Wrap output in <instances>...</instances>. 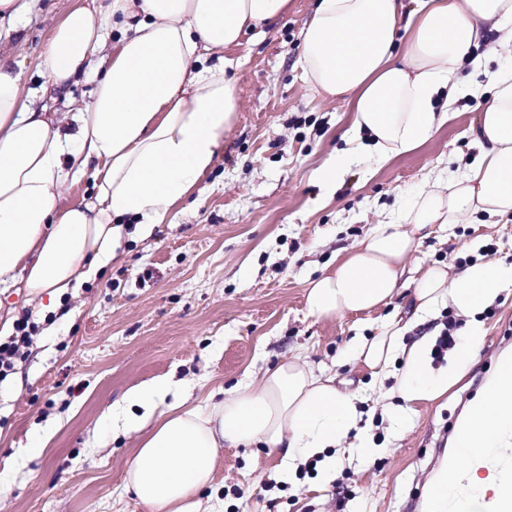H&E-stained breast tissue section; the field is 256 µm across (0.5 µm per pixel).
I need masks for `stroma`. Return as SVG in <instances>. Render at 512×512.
<instances>
[{
  "label": "stroma",
  "instance_id": "1",
  "mask_svg": "<svg viewBox=\"0 0 512 512\" xmlns=\"http://www.w3.org/2000/svg\"><path fill=\"white\" fill-rule=\"evenodd\" d=\"M78 2L29 0L22 39L0 45L29 87L46 83L43 48ZM314 7L289 0L264 37L228 49L240 62V110L214 167L166 223L123 240L122 261L57 306L0 289V309L38 326L28 355L0 381V512H154L124 488L141 434L115 432L113 406L160 379L170 382L166 404L198 403L299 351L361 397L359 428L384 451L340 461L336 484L323 486L311 473L283 475L265 449H224L215 479L224 512H431L427 488L445 463L436 449L452 450L448 429L467 418L471 396H482L495 351L512 357V288L480 314L484 339L462 379L413 404L401 432L384 415L399 402V367L376 385L344 354L353 336L374 335L385 317L409 312L411 283L427 267L444 264L454 275L486 253L512 264V218L434 225L407 260L392 303L370 314L316 319L305 292L340 249L387 223L443 167L478 157L474 131L502 60L486 58L474 76L483 95L459 100L426 142L383 164L361 160L328 190L315 171L344 149L353 112L302 78L301 32Z\"/></svg>",
  "mask_w": 512,
  "mask_h": 512
}]
</instances>
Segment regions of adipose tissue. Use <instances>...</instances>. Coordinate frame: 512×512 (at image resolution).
Wrapping results in <instances>:
<instances>
[{
  "instance_id": "1",
  "label": "adipose tissue",
  "mask_w": 512,
  "mask_h": 512,
  "mask_svg": "<svg viewBox=\"0 0 512 512\" xmlns=\"http://www.w3.org/2000/svg\"><path fill=\"white\" fill-rule=\"evenodd\" d=\"M288 0H91L54 28L42 57L54 91L77 75H94L92 99L60 119L37 106L19 65L0 59V284H22L30 300L58 298L81 280L119 261L129 221L165 223L172 208L213 167L239 110L227 49L246 33H263ZM512 47V0H319L302 32V76L315 92L353 105L347 150L318 170L335 187L352 160L385 162L426 140L448 120L459 98L478 83L482 43ZM474 136L472 165L438 178L391 223L378 225L309 282V314L328 319L389 305L407 259L437 224L512 215V61L494 77V94ZM91 176L95 195L64 207L61 188ZM512 265L478 259L457 276L427 267L412 290L409 318H390L377 335L355 337L347 357L381 379L402 368L395 391L407 404L447 391L483 341L475 319L504 289ZM467 320L466 341L447 367L432 371L429 336L407 331L442 309ZM167 383L136 389L146 409L125 488L155 512H211L225 448H264L285 470L322 457V482L336 476V453L374 451L356 436L357 397L336 375L295 356L251 380L189 408L162 407ZM462 512H483L480 490L496 488L493 473L512 460V407L496 394L471 419Z\"/></svg>"
}]
</instances>
